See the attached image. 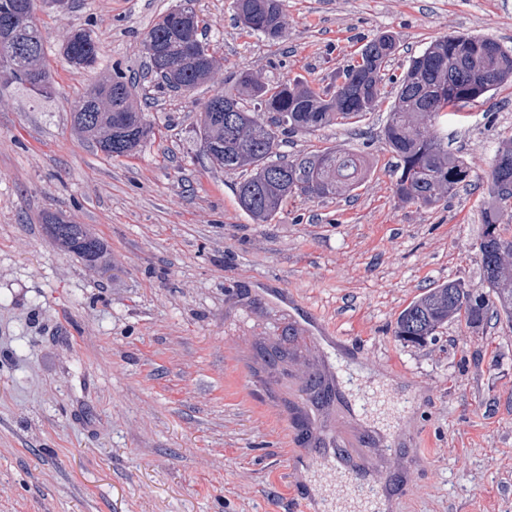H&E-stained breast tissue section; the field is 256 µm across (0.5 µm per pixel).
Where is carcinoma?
<instances>
[{
    "label": "carcinoma",
    "instance_id": "1",
    "mask_svg": "<svg viewBox=\"0 0 512 512\" xmlns=\"http://www.w3.org/2000/svg\"><path fill=\"white\" fill-rule=\"evenodd\" d=\"M34 11V0H0V68L18 83L42 97L53 94V83L43 66L44 37L34 18L22 26L11 19L20 7ZM243 28L277 41L286 30L283 0H232ZM203 20L194 0H180L147 31L163 58L179 64L174 71L153 72L160 88L190 91L210 80L215 51L202 39ZM78 41L68 39L61 53L76 67H93L99 46L83 29ZM398 49L396 39L381 33L361 50L360 61L340 75L331 93L269 84L248 70L234 75L236 94L216 93L203 104L196 135L211 163L226 171L243 170L249 176L238 183L237 200L252 220L269 224L295 194L325 198L355 189L365 175L363 159L345 150L328 149L318 155L288 161L277 157V130L310 132L361 118L381 98L386 65ZM512 78V47L481 36L448 35L409 60L396 79L384 139L399 158L395 194L405 202L435 205L470 178L471 168L448 150L441 135V118L462 111L478 97ZM135 84L117 70L112 77L88 88L76 101L74 129L108 156L129 157L153 135V127L133 105ZM478 92V97L470 93ZM220 101L224 111H212ZM273 113L268 124L261 113ZM492 203L483 211V232L476 243L487 291L477 292L459 283L437 285L411 302L398 316L393 335L421 344L435 336L448 320L472 326L492 315L512 321V135L497 150L488 175ZM47 232L64 251L89 265L99 262L101 241L81 224L59 215L47 220Z\"/></svg>",
    "mask_w": 512,
    "mask_h": 512
}]
</instances>
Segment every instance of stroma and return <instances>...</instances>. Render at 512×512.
I'll use <instances>...</instances> for the list:
<instances>
[{
    "mask_svg": "<svg viewBox=\"0 0 512 512\" xmlns=\"http://www.w3.org/2000/svg\"><path fill=\"white\" fill-rule=\"evenodd\" d=\"M178 2L37 7L53 96L0 71V512H304L309 476L290 473L280 405L336 360L367 390L394 379L412 399L375 412L384 442L364 449L376 481L399 480L391 512H512V323L451 321L423 346L392 333L425 289L484 285L475 244L489 165L512 135V80L449 124L471 180L433 206L395 194L389 85L361 122L279 134L289 159L343 149L367 172L351 193L290 198L269 224L240 209V174L212 168L195 135L203 103L238 70L330 92L387 32L397 78L445 35L511 47L512 0H284L275 43L244 30L231 0H197L220 65L189 93L145 74L144 35ZM78 29L99 43L84 71L60 53ZM117 69L148 99L154 131L122 158L71 125L73 101ZM51 214L100 239L96 266L53 242ZM310 319L335 343L298 347L288 376L248 385L260 345Z\"/></svg>",
    "mask_w": 512,
    "mask_h": 512,
    "instance_id": "35a3bbf8",
    "label": "stroma"
}]
</instances>
